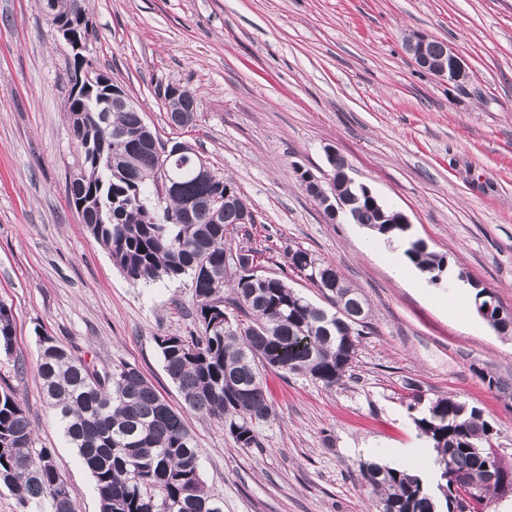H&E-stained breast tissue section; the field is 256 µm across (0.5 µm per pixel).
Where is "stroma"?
Returning <instances> with one entry per match:
<instances>
[{"mask_svg":"<svg viewBox=\"0 0 512 512\" xmlns=\"http://www.w3.org/2000/svg\"><path fill=\"white\" fill-rule=\"evenodd\" d=\"M92 55L163 138L186 140L252 205L271 246L264 272L319 306L328 301L284 259L288 246L335 265L362 294L371 330L342 385L269 372L275 414L260 445L238 447L223 421L190 410L163 369L157 336L187 335L190 278L133 284L85 230L66 185L77 152L66 119L70 54L40 0H0V301L14 317L0 391L22 399L39 445L54 449L75 512H101L43 397L38 337L95 369L135 365L194 433L203 477L224 512H375L361 488L369 459L408 465L422 443L406 381L427 397L478 406L512 465V334L439 305L447 282L418 293L365 250L367 228L329 223L298 178L329 173L327 151L413 237L446 255L512 311V0H92ZM421 32L472 66L455 85L419 69L404 43ZM190 90L192 128L171 126L167 85Z\"/></svg>","mask_w":512,"mask_h":512,"instance_id":"stroma-1","label":"stroma"}]
</instances>
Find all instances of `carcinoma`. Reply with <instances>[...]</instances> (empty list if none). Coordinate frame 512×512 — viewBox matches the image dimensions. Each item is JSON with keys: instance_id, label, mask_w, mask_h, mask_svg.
<instances>
[{"instance_id": "obj_1", "label": "carcinoma", "mask_w": 512, "mask_h": 512, "mask_svg": "<svg viewBox=\"0 0 512 512\" xmlns=\"http://www.w3.org/2000/svg\"><path fill=\"white\" fill-rule=\"evenodd\" d=\"M51 17L71 18L77 38L91 35L83 20L87 0H50ZM112 78L97 72L95 83L70 96L67 117L80 161L67 185L69 199L88 233L108 252L112 265L131 283L191 276L196 294L195 330L157 337L163 368L192 410L224 421L240 448L259 447L256 425L274 416L263 376L269 369L306 376L332 389L350 371L367 323L349 317L366 307L330 263L318 262L300 246H288V267L318 274L312 284L340 311L326 310L297 293L284 279H254L261 250L224 190L231 179L197 171L207 163L197 153L162 167L149 147L125 136L147 123L138 106L114 108L107 97ZM195 100L184 90L164 95L168 117ZM176 182L162 196L165 175ZM220 200L212 224L203 215H184L189 202ZM352 222L369 228L405 253L437 282L448 266L444 255L411 237L404 215L363 196L350 185L340 195ZM234 298L224 301V289ZM11 308L0 302V350H12ZM38 375L45 400L64 436L93 477L101 512H223L205 484L196 440L142 373L128 363L103 371L48 335L39 337ZM418 435L436 451V491L417 474L376 460L359 467L361 486L375 496L378 512H467L512 491L497 467L494 425L482 411L452 397L424 401L411 386ZM0 485L31 512H74L70 491L51 448L36 447L32 425L13 392L0 393Z\"/></svg>"}]
</instances>
